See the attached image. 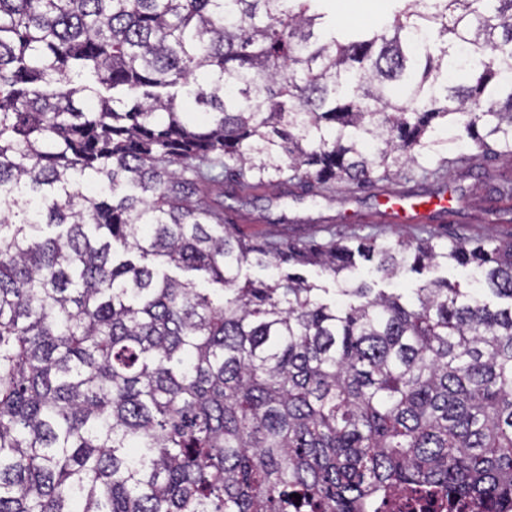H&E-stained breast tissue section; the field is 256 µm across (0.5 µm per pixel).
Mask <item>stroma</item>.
<instances>
[{
  "mask_svg": "<svg viewBox=\"0 0 512 512\" xmlns=\"http://www.w3.org/2000/svg\"><path fill=\"white\" fill-rule=\"evenodd\" d=\"M333 7L337 27L368 28L385 13L387 0H335ZM463 154L464 161L449 167L447 183L455 198L448 212H435L426 222H398L383 215L388 197L404 195L418 202L430 191L429 182L407 176L363 191L339 188L315 201L293 183L228 194L224 220L243 239L264 244L294 240L353 246L370 235L386 241L430 236L440 243L451 237L474 243L512 239V204H503L497 191L501 174L512 170V165L473 148L464 149ZM437 278L453 283L465 280L461 269L442 266L427 268L420 275L406 271L390 281L377 280L375 286L410 294Z\"/></svg>",
  "mask_w": 512,
  "mask_h": 512,
  "instance_id": "stroma-1",
  "label": "stroma"
}]
</instances>
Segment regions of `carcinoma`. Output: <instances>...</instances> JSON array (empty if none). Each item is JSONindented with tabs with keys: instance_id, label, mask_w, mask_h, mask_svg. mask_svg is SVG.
Segmentation results:
<instances>
[{
	"instance_id": "carcinoma-1",
	"label": "carcinoma",
	"mask_w": 512,
	"mask_h": 512,
	"mask_svg": "<svg viewBox=\"0 0 512 512\" xmlns=\"http://www.w3.org/2000/svg\"><path fill=\"white\" fill-rule=\"evenodd\" d=\"M332 2L0 0V512L512 507V240L224 228L226 180L512 162V0H388L350 31ZM359 260L476 276L407 298ZM290 271L300 273L310 282H314L322 288H327L329 292L324 295L325 298L332 299L334 297L336 282L332 275L327 272H322L319 267L313 265L297 266L290 268ZM408 504V505H405ZM424 502H413L399 492H393L386 503L377 506L374 512H480L482 508L474 503H448V508H428Z\"/></svg>"
}]
</instances>
